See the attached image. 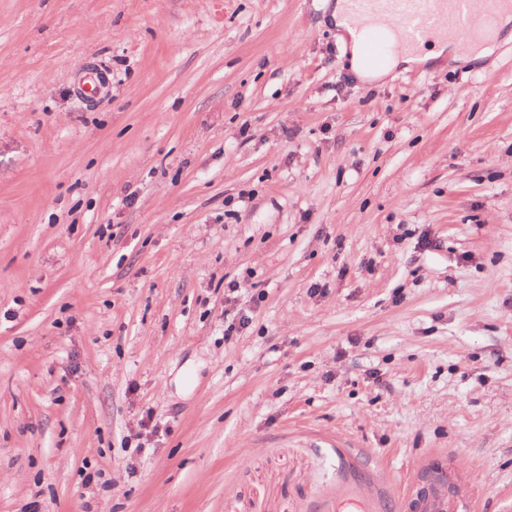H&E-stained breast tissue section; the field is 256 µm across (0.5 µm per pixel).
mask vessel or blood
Listing matches in <instances>:
<instances>
[{
  "label": "vessel or blood",
  "mask_w": 512,
  "mask_h": 512,
  "mask_svg": "<svg viewBox=\"0 0 512 512\" xmlns=\"http://www.w3.org/2000/svg\"><path fill=\"white\" fill-rule=\"evenodd\" d=\"M346 14L361 42L365 60L375 68L387 65L392 53L418 46L421 40L449 30L462 44L495 38L501 20L512 17V0H345ZM465 489L447 494L439 489H410L405 502L417 512H458Z\"/></svg>",
  "instance_id": "b4317fda"
}]
</instances>
